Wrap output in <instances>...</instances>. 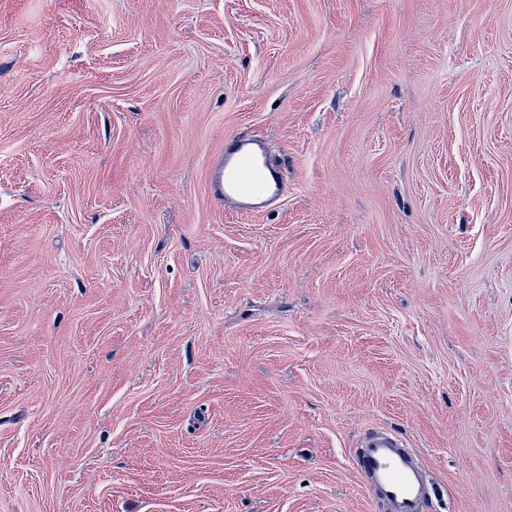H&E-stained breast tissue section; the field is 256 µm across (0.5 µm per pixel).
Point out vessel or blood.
I'll return each instance as SVG.
<instances>
[{
    "label": "vessel or blood",
    "instance_id": "obj_1",
    "mask_svg": "<svg viewBox=\"0 0 512 512\" xmlns=\"http://www.w3.org/2000/svg\"><path fill=\"white\" fill-rule=\"evenodd\" d=\"M282 172L270 162L263 143L234 136L213 165L208 190L213 201L251 213L269 208L279 199ZM355 468L380 512H426L429 482L403 439L371 431L361 439Z\"/></svg>",
    "mask_w": 512,
    "mask_h": 512
}]
</instances>
